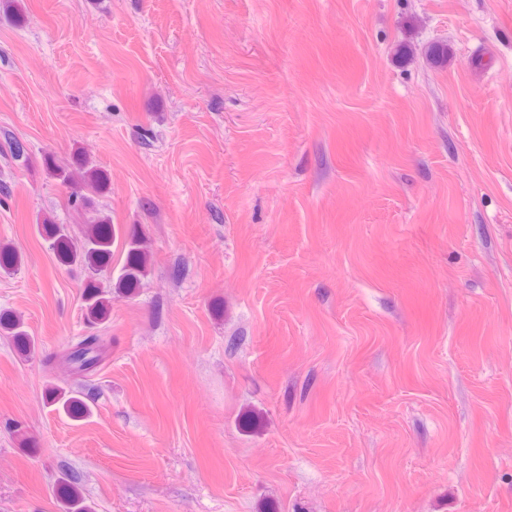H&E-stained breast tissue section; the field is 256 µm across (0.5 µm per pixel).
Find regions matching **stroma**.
<instances>
[{"label": "stroma", "mask_w": 512, "mask_h": 512, "mask_svg": "<svg viewBox=\"0 0 512 512\" xmlns=\"http://www.w3.org/2000/svg\"><path fill=\"white\" fill-rule=\"evenodd\" d=\"M18 4L0 313L38 346L0 335V512L65 473L96 512H512V0ZM96 215L149 262L92 325L37 225ZM1 334L10 336L15 347L21 354L29 355L35 351V339L25 329L24 321L17 316L4 314L0 315ZM100 336H85L70 344L67 361L80 372L89 371L102 359ZM85 396L89 395L78 390L53 387L47 392L46 401L50 406H54L55 410L73 418H81L90 413Z\"/></svg>", "instance_id": "obj_1"}]
</instances>
